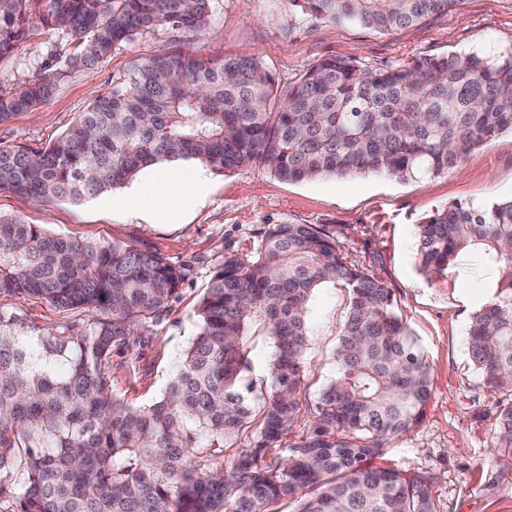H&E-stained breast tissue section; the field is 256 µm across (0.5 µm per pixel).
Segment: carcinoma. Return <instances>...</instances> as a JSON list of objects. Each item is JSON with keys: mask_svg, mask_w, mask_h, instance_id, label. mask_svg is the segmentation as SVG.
<instances>
[{"mask_svg": "<svg viewBox=\"0 0 512 512\" xmlns=\"http://www.w3.org/2000/svg\"><path fill=\"white\" fill-rule=\"evenodd\" d=\"M211 0H0V57L32 12L76 44L69 67L92 69L137 33H196ZM459 0H303L308 15L385 32L445 14ZM68 71L0 94V124L46 102ZM512 130V50L419 57L362 71L323 59L288 90L256 55H155L56 141L0 146V189L37 202H81L162 161L219 170L259 165L291 182L376 172L401 179L455 170ZM420 265L443 275L465 252L496 267L493 298L472 316V361L493 391H512V198L477 210L456 202L418 225ZM185 278L160 254L119 242L59 238L0 214V297L88 313L43 328L0 306V499L12 512H435L428 478L375 464L418 425L430 367L393 295L351 264L315 224H267L249 255L229 252L198 304V333L155 403L112 395V349L159 323ZM326 283L348 295L336 375L312 432L281 456L299 410L306 315ZM273 337L271 389L241 390L245 336ZM259 417L260 443L224 470V439ZM495 447L512 469V404Z\"/></svg>", "mask_w": 512, "mask_h": 512, "instance_id": "cac0c4a2", "label": "carcinoma"}]
</instances>
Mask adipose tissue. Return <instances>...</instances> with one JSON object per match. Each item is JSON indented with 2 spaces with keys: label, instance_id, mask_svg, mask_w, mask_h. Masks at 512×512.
Segmentation results:
<instances>
[{
  "label": "adipose tissue",
  "instance_id": "1",
  "mask_svg": "<svg viewBox=\"0 0 512 512\" xmlns=\"http://www.w3.org/2000/svg\"><path fill=\"white\" fill-rule=\"evenodd\" d=\"M206 189L207 179L203 171H152L131 190L124 203L159 219H172Z\"/></svg>",
  "mask_w": 512,
  "mask_h": 512
}]
</instances>
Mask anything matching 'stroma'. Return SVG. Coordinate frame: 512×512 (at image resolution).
I'll list each match as a JSON object with an SVG mask.
<instances>
[{
  "label": "stroma",
  "instance_id": "obj_1",
  "mask_svg": "<svg viewBox=\"0 0 512 512\" xmlns=\"http://www.w3.org/2000/svg\"><path fill=\"white\" fill-rule=\"evenodd\" d=\"M61 40V34L30 22L15 52L0 59V93L59 67L54 46ZM179 49L206 58L258 53L284 90L326 57L378 70L426 55L510 50L512 0H461L448 14L386 33L305 16L289 0H212L201 32L159 27L122 42L94 68L71 71L49 101L0 124V146L54 142L93 98L111 91L114 76L157 53ZM209 177L206 195L174 224H154L132 208L116 207L130 190L126 184L76 204H37L0 189L1 214L41 225L48 234L131 243L187 266V279L162 321L134 337L128 348L113 350V394L133 407L160 399L198 331V302L225 253L251 252L267 224L337 229L347 259L390 289L397 315L430 365L425 415L387 445L385 465L428 477L436 512H512V475H503L493 449L498 414L512 403V393L491 391L470 354V319L491 299L496 270L469 252L447 274H423L417 237L418 224L436 209L455 202L480 208L512 197V132L474 150L460 170L407 180L362 173L287 182L259 166L213 168ZM347 302L344 290L332 286L316 289L311 297L301 410L283 435L282 448L299 443L311 430L320 394L335 374ZM0 305L42 327L84 318L38 300L2 297ZM245 347L250 369L244 382L259 396L270 389L274 341L255 331Z\"/></svg>",
  "mask_w": 512,
  "mask_h": 512
}]
</instances>
